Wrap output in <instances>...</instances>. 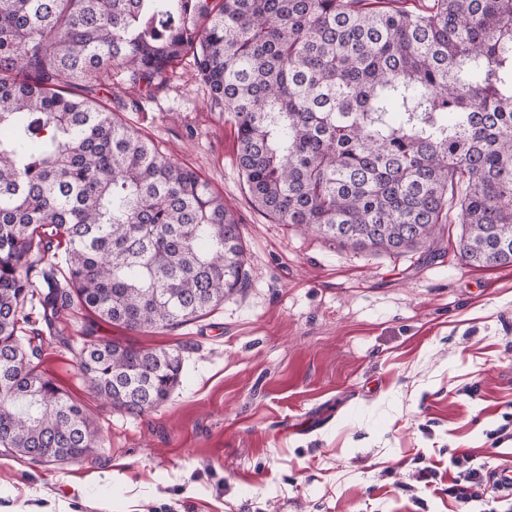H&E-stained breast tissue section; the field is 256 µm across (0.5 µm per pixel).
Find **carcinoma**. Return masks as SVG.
I'll return each mask as SVG.
<instances>
[{"mask_svg":"<svg viewBox=\"0 0 512 512\" xmlns=\"http://www.w3.org/2000/svg\"><path fill=\"white\" fill-rule=\"evenodd\" d=\"M188 52L274 223L401 254L453 209L462 264L512 267V0H0V448L54 465L101 447L22 342L34 295L50 324L77 303L142 331L248 287L224 200L93 96L114 68L149 89ZM77 360L129 414L183 371L176 349L114 340Z\"/></svg>","mask_w":512,"mask_h":512,"instance_id":"carcinoma-1","label":"carcinoma"}]
</instances>
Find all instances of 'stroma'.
I'll return each mask as SVG.
<instances>
[{
	"label": "stroma",
	"instance_id": "1",
	"mask_svg": "<svg viewBox=\"0 0 512 512\" xmlns=\"http://www.w3.org/2000/svg\"><path fill=\"white\" fill-rule=\"evenodd\" d=\"M102 82L103 104L223 197L250 285L174 330L77 305L51 330L33 307L24 344L103 441L62 466L0 448V512H462L451 457L512 456V267L461 265L455 223L397 256L270 221L192 56L148 93ZM89 336L179 349V386L140 415L102 405L77 367Z\"/></svg>",
	"mask_w": 512,
	"mask_h": 512
}]
</instances>
